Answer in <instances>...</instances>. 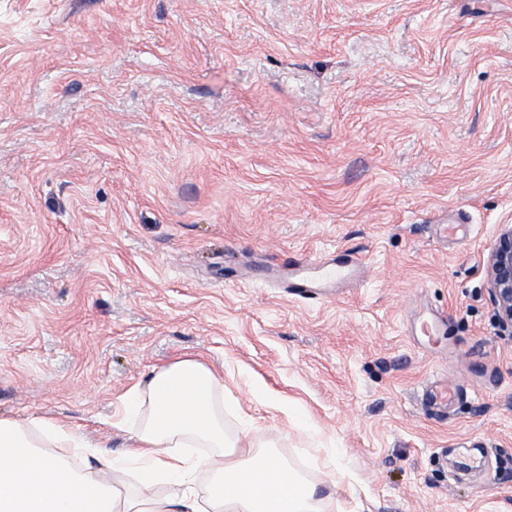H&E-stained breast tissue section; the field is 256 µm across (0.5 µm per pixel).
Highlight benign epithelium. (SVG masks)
<instances>
[{"label":"benign epithelium","instance_id":"benign-epithelium-1","mask_svg":"<svg viewBox=\"0 0 512 512\" xmlns=\"http://www.w3.org/2000/svg\"><path fill=\"white\" fill-rule=\"evenodd\" d=\"M487 290L495 304L497 319L512 329V225H502L490 251L486 270Z\"/></svg>","mask_w":512,"mask_h":512}]
</instances>
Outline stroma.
Returning a JSON list of instances; mask_svg holds the SVG:
<instances>
[{"label": "stroma", "instance_id": "35a3bbf8", "mask_svg": "<svg viewBox=\"0 0 512 512\" xmlns=\"http://www.w3.org/2000/svg\"><path fill=\"white\" fill-rule=\"evenodd\" d=\"M503 224L512 0H0V417L118 454L191 355L327 512H512ZM353 254L361 288L275 277ZM487 290L495 304L500 326L512 332V225L503 224L490 251ZM459 395V388L454 383H432L422 391V399L432 408L448 406Z\"/></svg>", "mask_w": 512, "mask_h": 512}]
</instances>
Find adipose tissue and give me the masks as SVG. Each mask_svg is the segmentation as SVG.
Returning <instances> with one entry per match:
<instances>
[{
  "instance_id": "ef3b65f1",
  "label": "adipose tissue",
  "mask_w": 512,
  "mask_h": 512,
  "mask_svg": "<svg viewBox=\"0 0 512 512\" xmlns=\"http://www.w3.org/2000/svg\"><path fill=\"white\" fill-rule=\"evenodd\" d=\"M222 390L192 357L152 372L125 395L133 445L119 455L59 420L0 418V512H323L315 487L270 454L232 461ZM203 468L214 476L204 499ZM130 473L141 494L126 490Z\"/></svg>"
}]
</instances>
